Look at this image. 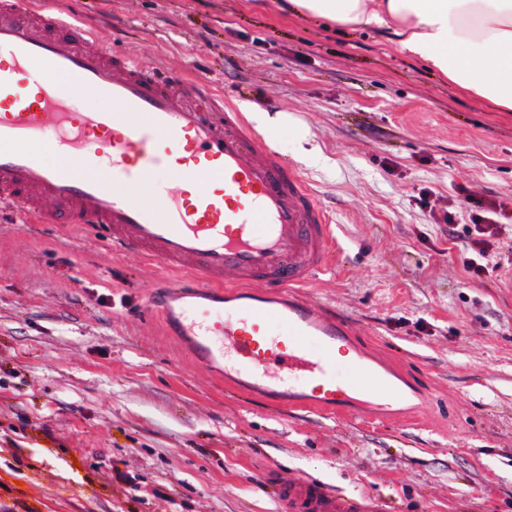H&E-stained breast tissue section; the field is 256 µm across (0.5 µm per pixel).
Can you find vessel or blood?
Segmentation results:
<instances>
[{"mask_svg": "<svg viewBox=\"0 0 512 512\" xmlns=\"http://www.w3.org/2000/svg\"><path fill=\"white\" fill-rule=\"evenodd\" d=\"M97 39L69 11L0 0V207L31 224L96 229L114 252L160 264L169 276L145 311L202 365L220 370L233 357L231 387L275 404L293 393L317 413L406 397L381 362L336 375L355 344L300 289L338 244L300 170L209 85L106 54ZM87 90L99 111L78 109ZM47 133L66 164L46 163ZM160 169L170 176L163 190L150 183ZM229 273L232 289L222 285ZM280 496L289 512H373L311 481Z\"/></svg>", "mask_w": 512, "mask_h": 512, "instance_id": "obj_1", "label": "vessel or blood"}]
</instances>
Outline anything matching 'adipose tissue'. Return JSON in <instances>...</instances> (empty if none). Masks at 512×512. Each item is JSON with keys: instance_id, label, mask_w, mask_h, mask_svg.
I'll return each instance as SVG.
<instances>
[{"instance_id": "adipose-tissue-1", "label": "adipose tissue", "mask_w": 512, "mask_h": 512, "mask_svg": "<svg viewBox=\"0 0 512 512\" xmlns=\"http://www.w3.org/2000/svg\"><path fill=\"white\" fill-rule=\"evenodd\" d=\"M300 14L391 34L465 94L512 112V0H292Z\"/></svg>"}]
</instances>
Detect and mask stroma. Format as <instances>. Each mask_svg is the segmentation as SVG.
Here are the masks:
<instances>
[{"label":"stroma","instance_id":"stroma-1","mask_svg":"<svg viewBox=\"0 0 512 512\" xmlns=\"http://www.w3.org/2000/svg\"><path fill=\"white\" fill-rule=\"evenodd\" d=\"M101 50L285 114L267 141L337 226L306 288L415 392L386 410L273 406L142 312L162 269L99 233L0 214V512H286L306 479L381 512H512V270L469 278L445 215H512V112L388 33L288 0H41ZM429 206H420L423 189Z\"/></svg>","mask_w":512,"mask_h":512}]
</instances>
